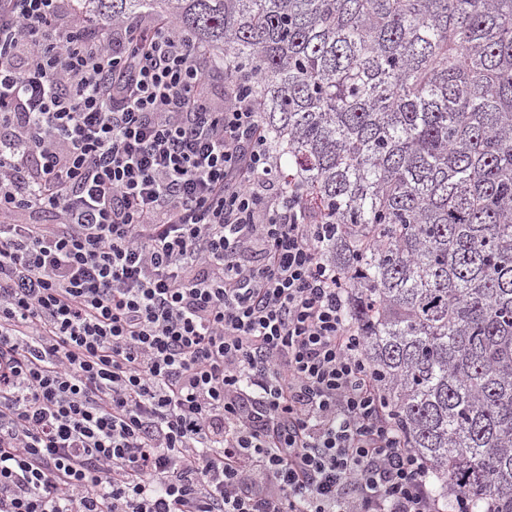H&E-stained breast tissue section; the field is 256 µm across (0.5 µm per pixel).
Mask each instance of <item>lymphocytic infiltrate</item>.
Returning a JSON list of instances; mask_svg holds the SVG:
<instances>
[{
	"label": "lymphocytic infiltrate",
	"mask_w": 512,
	"mask_h": 512,
	"mask_svg": "<svg viewBox=\"0 0 512 512\" xmlns=\"http://www.w3.org/2000/svg\"><path fill=\"white\" fill-rule=\"evenodd\" d=\"M62 2L0 0V512H443L250 92Z\"/></svg>",
	"instance_id": "1"
}]
</instances>
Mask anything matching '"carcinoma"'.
I'll return each mask as SVG.
<instances>
[{
	"label": "carcinoma",
	"mask_w": 512,
	"mask_h": 512,
	"mask_svg": "<svg viewBox=\"0 0 512 512\" xmlns=\"http://www.w3.org/2000/svg\"><path fill=\"white\" fill-rule=\"evenodd\" d=\"M74 6L173 15L248 85L407 447L448 512H512V0Z\"/></svg>",
	"instance_id": "carcinoma-1"
}]
</instances>
